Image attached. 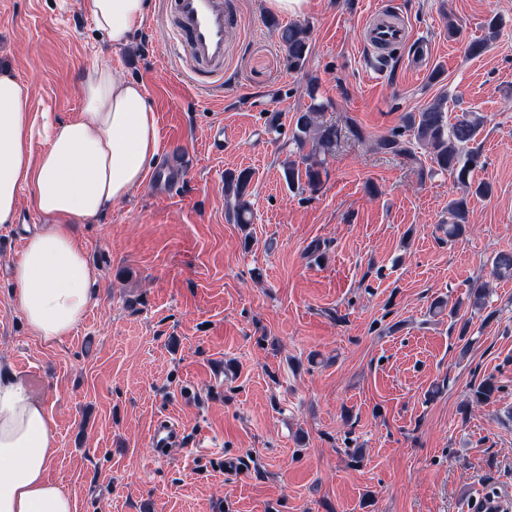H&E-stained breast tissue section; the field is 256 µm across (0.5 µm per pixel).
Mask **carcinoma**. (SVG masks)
<instances>
[{
	"mask_svg": "<svg viewBox=\"0 0 512 512\" xmlns=\"http://www.w3.org/2000/svg\"><path fill=\"white\" fill-rule=\"evenodd\" d=\"M279 47L285 55L291 72L304 69L310 52V27L305 23H291L278 27ZM313 103L294 117L292 139L297 146L298 158L288 162L285 179L288 186L304 185L316 191L322 184L325 164L340 139L336 124L320 120L322 105L316 103V86L307 88ZM446 99L438 98L423 111L409 113L404 117L403 129L395 130L381 138L377 149L383 153L416 157L412 145L418 144L430 152L431 168L434 172L446 173L475 195L491 194L486 182L472 185V175L477 167L478 155L468 149L476 141L484 117L477 112H462L454 121L446 119ZM253 178L250 168L229 172L224 177V196L235 202V217L239 224L251 223L252 211L248 196ZM467 198H455L448 202L449 221L446 228L448 240H458L467 232ZM492 274L498 278L512 277V252L498 254L493 261ZM468 307L478 314L487 308L486 288L479 286L469 290ZM503 386L489 376L471 389L469 403L484 404L501 391Z\"/></svg>",
	"mask_w": 512,
	"mask_h": 512,
	"instance_id": "carcinoma-1",
	"label": "carcinoma"
}]
</instances>
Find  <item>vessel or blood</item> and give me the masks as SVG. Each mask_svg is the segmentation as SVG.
Instances as JSON below:
<instances>
[{
  "label": "vessel or blood",
  "instance_id": "obj_1",
  "mask_svg": "<svg viewBox=\"0 0 512 512\" xmlns=\"http://www.w3.org/2000/svg\"><path fill=\"white\" fill-rule=\"evenodd\" d=\"M173 13L178 46L203 65L205 72H222L226 34L231 25L224 0H173ZM405 40V27L392 21L385 11L378 9L371 14L367 41L372 47L393 46ZM178 438V429L171 419L161 418L154 423L152 446L165 448Z\"/></svg>",
  "mask_w": 512,
  "mask_h": 512
}]
</instances>
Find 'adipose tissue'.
<instances>
[{
    "label": "adipose tissue",
    "instance_id": "ef3b65f1",
    "mask_svg": "<svg viewBox=\"0 0 512 512\" xmlns=\"http://www.w3.org/2000/svg\"><path fill=\"white\" fill-rule=\"evenodd\" d=\"M96 29L115 48L140 28L146 0H84ZM83 107L61 119L30 109V88L0 72V226L14 223L20 192L50 218L28 236L12 265V299L29 329L59 342L94 300L96 272L70 227L91 224L139 189L157 159L156 114L138 83L108 64L90 69ZM55 418L20 374L0 364V512H75L48 477L56 453Z\"/></svg>",
    "mask_w": 512,
    "mask_h": 512
}]
</instances>
